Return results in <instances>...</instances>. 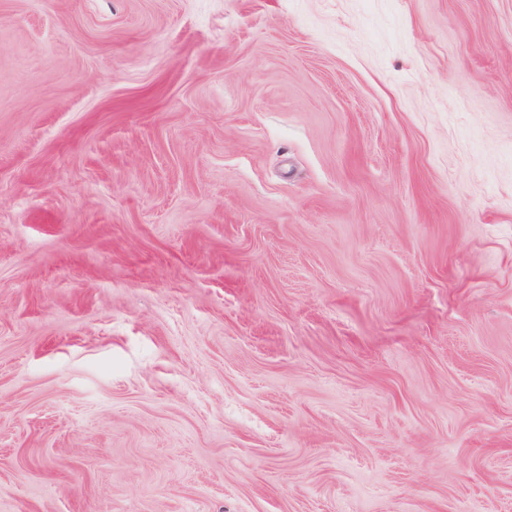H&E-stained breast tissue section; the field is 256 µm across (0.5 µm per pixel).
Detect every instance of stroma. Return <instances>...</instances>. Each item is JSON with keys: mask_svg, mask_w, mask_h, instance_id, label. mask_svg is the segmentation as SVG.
Returning <instances> with one entry per match:
<instances>
[{"mask_svg": "<svg viewBox=\"0 0 512 512\" xmlns=\"http://www.w3.org/2000/svg\"><path fill=\"white\" fill-rule=\"evenodd\" d=\"M0 512H512V0H0Z\"/></svg>", "mask_w": 512, "mask_h": 512, "instance_id": "stroma-1", "label": "stroma"}]
</instances>
